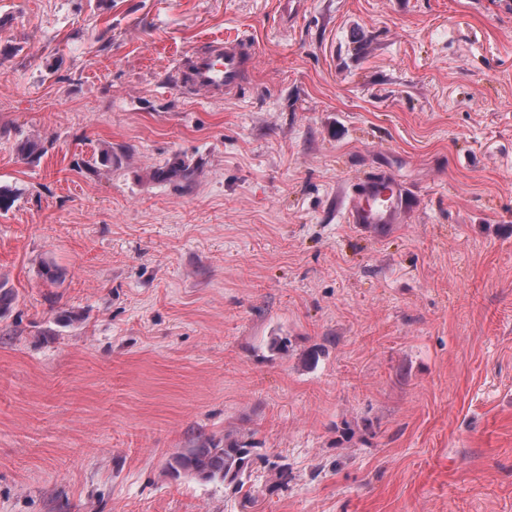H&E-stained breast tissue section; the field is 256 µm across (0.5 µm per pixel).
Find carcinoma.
<instances>
[{
  "instance_id": "cac0c4a2",
  "label": "carcinoma",
  "mask_w": 512,
  "mask_h": 512,
  "mask_svg": "<svg viewBox=\"0 0 512 512\" xmlns=\"http://www.w3.org/2000/svg\"><path fill=\"white\" fill-rule=\"evenodd\" d=\"M255 449L253 442L238 438H224L222 448L214 443L203 442L174 454L168 468L176 476L188 473L241 489L250 477Z\"/></svg>"
}]
</instances>
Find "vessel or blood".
I'll return each mask as SVG.
<instances>
[{"instance_id":"1","label":"vessel or blood","mask_w":512,"mask_h":512,"mask_svg":"<svg viewBox=\"0 0 512 512\" xmlns=\"http://www.w3.org/2000/svg\"><path fill=\"white\" fill-rule=\"evenodd\" d=\"M253 46L243 39H214L193 56L188 69L177 70V84L219 100L237 92L256 64ZM410 194L401 184L384 176L360 179L347 205V221L376 231L401 223Z\"/></svg>"}]
</instances>
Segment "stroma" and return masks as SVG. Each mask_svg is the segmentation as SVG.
<instances>
[{
    "mask_svg": "<svg viewBox=\"0 0 512 512\" xmlns=\"http://www.w3.org/2000/svg\"><path fill=\"white\" fill-rule=\"evenodd\" d=\"M0 185V512H512V0H0ZM256 59L253 46L242 38L214 39L204 52L193 56L187 70L177 69L176 83L188 85L209 99H223L237 92ZM409 198L404 186L385 176L362 178L348 200L347 221L384 231L391 224L401 223ZM255 449L251 441L224 437V448L202 442L195 448L174 454L168 468L176 476L181 472L188 473L241 490L251 475Z\"/></svg>",
    "mask_w": 512,
    "mask_h": 512,
    "instance_id": "obj_1",
    "label": "stroma"
}]
</instances>
